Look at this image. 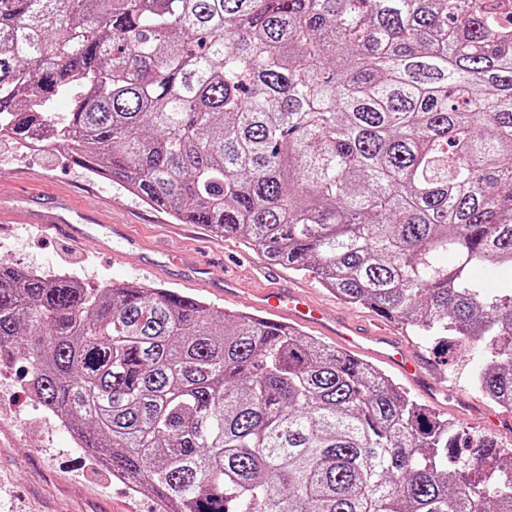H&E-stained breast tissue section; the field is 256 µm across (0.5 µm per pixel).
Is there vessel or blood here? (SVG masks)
Instances as JSON below:
<instances>
[{
  "mask_svg": "<svg viewBox=\"0 0 512 512\" xmlns=\"http://www.w3.org/2000/svg\"><path fill=\"white\" fill-rule=\"evenodd\" d=\"M254 307L273 323L318 329L335 340L342 350L397 369L421 396L430 403H437L441 387L431 382L425 361L401 337L382 328L375 330L363 326L342 312L326 311L291 287L261 290L256 295Z\"/></svg>",
  "mask_w": 512,
  "mask_h": 512,
  "instance_id": "b4317fda",
  "label": "vessel or blood"
}]
</instances>
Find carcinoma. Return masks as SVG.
Instances as JSON below:
<instances>
[{
    "mask_svg": "<svg viewBox=\"0 0 512 512\" xmlns=\"http://www.w3.org/2000/svg\"><path fill=\"white\" fill-rule=\"evenodd\" d=\"M41 137L446 364L478 349L512 409V0H0V138ZM19 356L172 512H512V450L249 313L0 263Z\"/></svg>",
    "mask_w": 512,
    "mask_h": 512,
    "instance_id": "cac0c4a2",
    "label": "carcinoma"
}]
</instances>
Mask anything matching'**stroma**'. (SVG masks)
<instances>
[{
  "label": "stroma",
  "mask_w": 512,
  "mask_h": 512,
  "mask_svg": "<svg viewBox=\"0 0 512 512\" xmlns=\"http://www.w3.org/2000/svg\"><path fill=\"white\" fill-rule=\"evenodd\" d=\"M66 200L78 238L26 223L43 204ZM19 217L0 233V263L43 273L66 272L82 282H133L191 295L227 311H248L253 294L268 280L305 291L352 319L372 324L377 315L350 305L323 288L309 273L268 266L263 256L239 239L224 238L199 224H179L112 181L74 163L67 146L25 152L19 142L0 139V211ZM272 277H264L263 267ZM207 274L234 280L227 300L195 287ZM480 414L453 413V421L472 436L494 437L512 449V431L488 424L501 406L480 398ZM0 512H159L152 493L132 490L80 448L72 433L57 425L27 394L17 370L0 374Z\"/></svg>",
  "instance_id": "obj_1"
}]
</instances>
